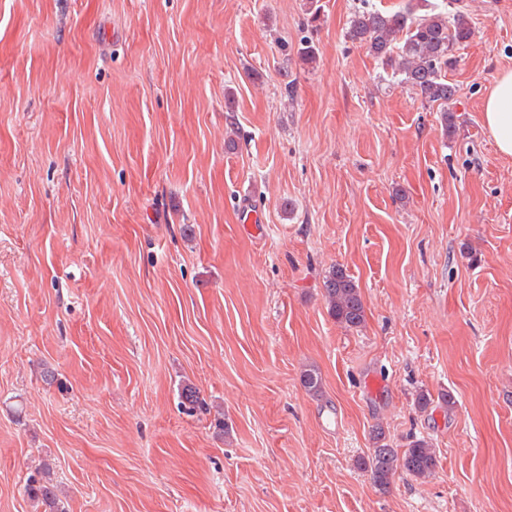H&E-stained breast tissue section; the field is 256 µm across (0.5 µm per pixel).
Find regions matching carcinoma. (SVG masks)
<instances>
[{"instance_id": "obj_1", "label": "carcinoma", "mask_w": 512, "mask_h": 512, "mask_svg": "<svg viewBox=\"0 0 512 512\" xmlns=\"http://www.w3.org/2000/svg\"><path fill=\"white\" fill-rule=\"evenodd\" d=\"M471 34V24L459 9L417 15L409 9L386 12L363 8L350 17L346 37L383 66L392 69L393 75L411 86L422 101L438 105L448 131L454 125L448 101L456 92L447 80L449 52L454 44L468 40ZM324 291L330 314L336 322L348 328L364 324L366 308L360 289L343 268L329 273L324 281ZM301 384L311 395L322 392V377L314 369L303 372ZM373 441L370 455L361 458L358 466L369 473L374 485L383 491L390 488L398 473L426 478L438 466L435 452L424 439L412 441L401 453L386 442L381 431L374 434ZM52 475V466L43 465L38 476L30 479L26 493L43 508V512H64Z\"/></svg>"}]
</instances>
